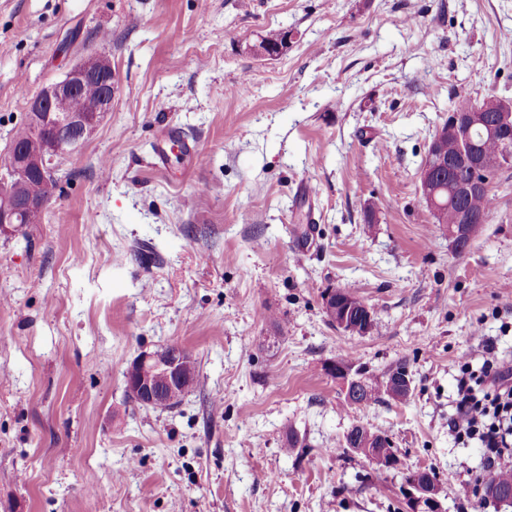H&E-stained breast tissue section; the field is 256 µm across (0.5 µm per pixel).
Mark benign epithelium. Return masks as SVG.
Segmentation results:
<instances>
[{"instance_id": "7a95c632", "label": "benign epithelium", "mask_w": 512, "mask_h": 512, "mask_svg": "<svg viewBox=\"0 0 512 512\" xmlns=\"http://www.w3.org/2000/svg\"><path fill=\"white\" fill-rule=\"evenodd\" d=\"M95 80L103 88L102 104L92 114H80L69 109L68 104L80 87ZM115 94V76L111 59L102 53L88 55L73 65L63 78L43 87L27 103V117L36 135L45 130L52 131L42 149L34 154H21L15 148L0 167V230L9 231L19 215H24L30 224L36 223L47 207L42 199L28 197L23 186L28 175L53 172L54 160L59 155L71 151L88 139L107 112L112 109ZM475 129H483L490 136L512 132V99L490 98L468 112H450L448 121L438 130L428 149V162L420 171V189L432 211H438L441 202L431 193L428 184L434 175V167L448 169L453 176L455 201L463 203L475 192L485 188L488 179L484 177L482 163L476 143L471 134ZM453 136L466 148L461 157L465 173H459L457 161L450 160L441 152L442 139ZM469 218L460 214V223L448 226V238L458 245L468 238ZM333 291H328L323 299L326 318L337 328L363 335L372 325L370 309L356 313L349 303L336 304ZM188 353L177 345H169L161 350L143 351L135 359L155 375L132 378L126 382V391L132 399L144 406L167 408L174 400L166 397L164 389L158 385L162 379L176 381L183 379L188 371L185 362ZM440 490L430 475L423 478L412 477L407 481L405 505L407 512H445L439 499Z\"/></svg>"}]
</instances>
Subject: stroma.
<instances>
[{
	"label": "stroma",
	"mask_w": 512,
	"mask_h": 512,
	"mask_svg": "<svg viewBox=\"0 0 512 512\" xmlns=\"http://www.w3.org/2000/svg\"><path fill=\"white\" fill-rule=\"evenodd\" d=\"M271 30L287 51L254 54ZM93 53L111 112L43 223L0 233V512H404L416 470L445 512H512L448 434L460 361L512 356V169L461 252L418 179L459 98H512V0H0V159ZM165 128L202 160L158 167ZM331 288L369 332L327 320ZM171 344L196 388L132 402L130 363ZM402 361L404 401L347 404L330 369ZM355 425L399 465L346 448Z\"/></svg>",
	"instance_id": "1"
}]
</instances>
